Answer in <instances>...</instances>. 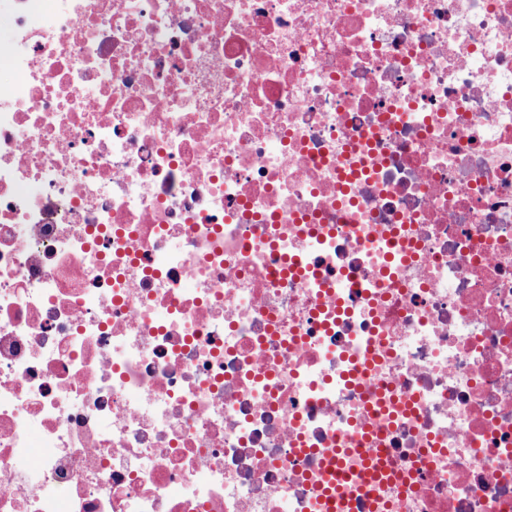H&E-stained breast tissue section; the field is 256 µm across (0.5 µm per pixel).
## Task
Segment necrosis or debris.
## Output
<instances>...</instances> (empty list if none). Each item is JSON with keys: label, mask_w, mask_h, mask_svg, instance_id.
Returning a JSON list of instances; mask_svg holds the SVG:
<instances>
[{"label": "necrosis or debris", "mask_w": 512, "mask_h": 512, "mask_svg": "<svg viewBox=\"0 0 512 512\" xmlns=\"http://www.w3.org/2000/svg\"><path fill=\"white\" fill-rule=\"evenodd\" d=\"M0 17V512H512V0Z\"/></svg>", "instance_id": "necrosis-or-debris-1"}]
</instances>
